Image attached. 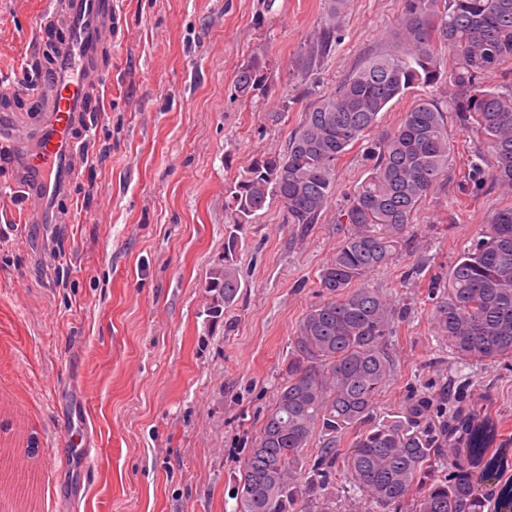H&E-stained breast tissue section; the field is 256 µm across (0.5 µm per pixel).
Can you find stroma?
<instances>
[{"label": "stroma", "instance_id": "1", "mask_svg": "<svg viewBox=\"0 0 512 512\" xmlns=\"http://www.w3.org/2000/svg\"><path fill=\"white\" fill-rule=\"evenodd\" d=\"M45 0H0V81L44 65ZM112 81L88 115L95 162L78 161L69 222L56 238L19 226L0 197V449L31 476L27 512H233V477L271 403L302 315L323 299L319 272L368 174L363 144L337 164L318 223H286L271 202L245 227L234 304L211 315L207 282L224 263L227 189L252 159L283 152L302 112L362 60L388 51L402 0H348L336 48L305 54L329 0H118ZM265 86L234 90L255 56ZM448 182L416 212V247L367 279L406 316L376 419L414 396H442L459 363L433 336L429 282L447 277L501 207L498 185L464 182L481 143L448 112ZM420 275H409L413 264ZM467 430L488 428L512 477V357L470 364ZM87 414L96 448L60 450L64 412Z\"/></svg>", "mask_w": 512, "mask_h": 512}]
</instances>
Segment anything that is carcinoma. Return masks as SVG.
<instances>
[{
	"instance_id": "cac0c4a2",
	"label": "carcinoma",
	"mask_w": 512,
	"mask_h": 512,
	"mask_svg": "<svg viewBox=\"0 0 512 512\" xmlns=\"http://www.w3.org/2000/svg\"><path fill=\"white\" fill-rule=\"evenodd\" d=\"M397 48L373 54L334 93L312 103L284 152L256 158L228 190L224 266L207 283L211 305L229 308L241 288L237 254L244 227L271 200L286 223H318L335 194L334 171L350 146L363 142L368 175L344 212L349 224L319 273L325 298L301 317L275 399L234 479L235 512H336L329 477L344 457L353 490L368 512H487L482 476L497 463L485 434L471 431L467 448L445 445L448 425L430 423V398L413 400L399 415L372 421L377 395L394 371L390 339L395 317L389 299L364 284L410 247L416 210L448 180L451 145L445 112L420 95L385 136L370 138L380 114L408 93L448 82V104L484 141L491 173L474 162L468 181L485 177L512 190V0H403ZM335 45V27L320 29L306 62L317 64ZM451 47L449 58L441 47ZM266 60L242 68L235 88L253 95L264 87ZM436 336L459 358L495 363L512 357V201L448 270L431 315ZM322 437L313 459L306 451ZM352 448H336L344 432ZM481 460L484 475L464 459Z\"/></svg>"
}]
</instances>
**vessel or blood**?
Returning a JSON list of instances; mask_svg holds the SVG:
<instances>
[{
  "mask_svg": "<svg viewBox=\"0 0 512 512\" xmlns=\"http://www.w3.org/2000/svg\"><path fill=\"white\" fill-rule=\"evenodd\" d=\"M118 25L116 0H48L40 26L60 30L61 37L51 49L52 64L25 77L42 98L41 117L8 126L11 138L35 145L25 160L31 178L18 188L27 224L45 222L46 200L70 195L73 160L84 143L86 116L109 81L103 55Z\"/></svg>",
  "mask_w": 512,
  "mask_h": 512,
  "instance_id": "obj_1",
  "label": "vessel or blood"
}]
</instances>
